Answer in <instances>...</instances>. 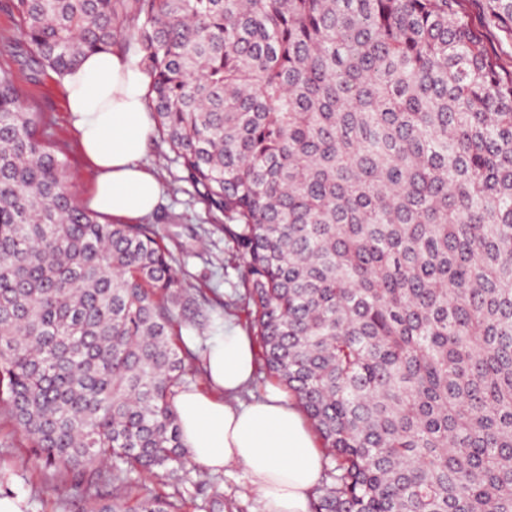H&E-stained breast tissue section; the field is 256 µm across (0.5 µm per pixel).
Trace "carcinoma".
I'll list each match as a JSON object with an SVG mask.
<instances>
[{"label": "carcinoma", "mask_w": 512, "mask_h": 512, "mask_svg": "<svg viewBox=\"0 0 512 512\" xmlns=\"http://www.w3.org/2000/svg\"><path fill=\"white\" fill-rule=\"evenodd\" d=\"M35 62L151 76L243 260L248 328L335 466L312 512H512V67L462 0H9ZM512 39V0H484ZM0 70V410L68 512H183L182 329L213 306L102 223ZM167 471L141 495L132 474Z\"/></svg>", "instance_id": "cac0c4a2"}]
</instances>
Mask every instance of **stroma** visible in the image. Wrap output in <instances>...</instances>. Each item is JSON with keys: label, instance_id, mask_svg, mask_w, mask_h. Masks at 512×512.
I'll list each match as a JSON object with an SVG mask.
<instances>
[{"label": "stroma", "instance_id": "35a3bbf8", "mask_svg": "<svg viewBox=\"0 0 512 512\" xmlns=\"http://www.w3.org/2000/svg\"><path fill=\"white\" fill-rule=\"evenodd\" d=\"M6 5L7 0H0V68L14 74L25 106L42 113L40 132L46 144L66 160L67 174L77 197H85L93 173L79 150L61 82L49 68L32 65L33 51ZM166 151V146L155 138L141 156L142 163L156 170L163 187L160 201L147 221L153 224L159 242L169 251L183 284L214 289L217 301L223 304L205 332H182L184 346L199 355L210 339L223 332L226 321L240 325L246 322L243 262L235 242L225 235L193 186L182 180L179 166L165 160ZM0 442L9 445L14 464L13 470L0 475V490L21 498L26 512H60L61 484L41 467L21 434L1 415ZM197 473V467L187 460L178 467L186 512H201L202 505L216 494L224 500V512H256L258 504L246 490L248 478L241 468L211 474L205 485L197 484Z\"/></svg>", "mask_w": 512, "mask_h": 512}]
</instances>
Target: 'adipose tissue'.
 I'll return each mask as SVG.
<instances>
[{
	"label": "adipose tissue",
	"instance_id": "1",
	"mask_svg": "<svg viewBox=\"0 0 512 512\" xmlns=\"http://www.w3.org/2000/svg\"><path fill=\"white\" fill-rule=\"evenodd\" d=\"M149 80L129 58L86 56L62 88L83 156L94 172L87 205L106 218L133 224L153 212L161 194L142 164L154 123L146 103ZM256 347L241 326L227 324L204 357L208 386L174 399L188 460L213 472L236 466L249 477L259 512H311L323 450L298 402L277 388L258 401L232 403L252 381Z\"/></svg>",
	"mask_w": 512,
	"mask_h": 512
}]
</instances>
